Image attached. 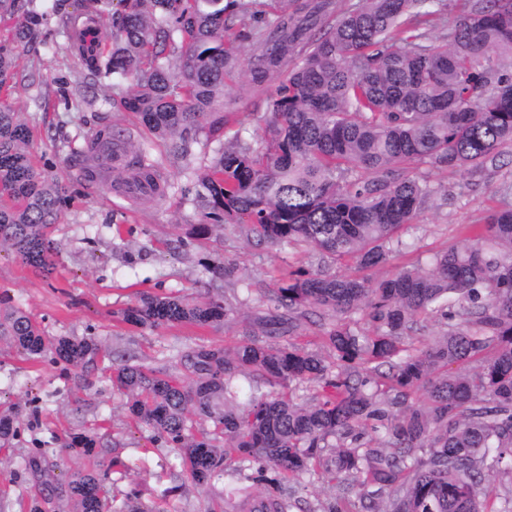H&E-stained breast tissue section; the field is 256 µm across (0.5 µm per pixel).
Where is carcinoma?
Wrapping results in <instances>:
<instances>
[{"instance_id":"1","label":"carcinoma","mask_w":512,"mask_h":512,"mask_svg":"<svg viewBox=\"0 0 512 512\" xmlns=\"http://www.w3.org/2000/svg\"><path fill=\"white\" fill-rule=\"evenodd\" d=\"M112 0H86L85 21L56 6L68 50L90 79H112L113 97L173 158L191 165L186 134L234 125L224 150L195 172L205 223L190 235L231 224L274 244H305L354 272H297L263 291L261 314L231 346L176 350L179 368L125 362L112 388L127 412L177 448L180 475L213 490L228 469L231 493L206 512H293L295 494L315 484L337 488L322 512H512V482L485 481L512 466V204L468 227L461 245L432 266H402L377 280L405 248L398 232L423 204L448 192L421 168L483 171L512 144V0H462L439 42L430 26L453 0H358L336 12L335 0H285L271 12L257 0H119L107 52L85 43ZM256 23L248 35L238 26ZM45 13L26 9L15 41L27 43ZM250 42L242 63L226 43ZM239 90L274 87L265 138L242 137L246 118L227 112L224 79ZM13 48L0 46V90L17 84ZM120 137L95 133L78 178H97V145ZM30 127L0 106V247L43 276L52 273L50 229L68 200L67 181L31 159ZM128 168L113 182L152 186L163 196L157 164L131 146ZM0 336L34 360L97 369L100 341L48 336L19 306L0 300ZM364 313L372 329L342 322ZM233 308L218 297L142 294L118 312L138 328L219 325ZM330 321L328 355L293 343L302 320ZM440 330L416 347L420 319ZM250 391L240 399L236 381ZM318 382L322 392L311 391ZM425 397L417 396L419 390ZM80 454L103 453L97 433L73 437ZM48 449L23 461L33 478L30 512H154L130 492L109 496V471L54 476Z\"/></svg>"}]
</instances>
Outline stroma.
Returning <instances> with one entry per match:
<instances>
[{"label": "stroma", "instance_id": "35a3bbf8", "mask_svg": "<svg viewBox=\"0 0 512 512\" xmlns=\"http://www.w3.org/2000/svg\"><path fill=\"white\" fill-rule=\"evenodd\" d=\"M66 45L58 18L51 14L32 43L15 48L29 79L16 85L7 102L31 127L30 151L37 163L50 175L62 174L68 156L60 148L62 137L80 147L100 126L116 125L147 150L169 188L165 197L143 203L110 189L106 178L95 184L72 181L71 199L52 230L53 274L42 277L11 252L0 251V299L24 309L46 335L91 336L101 341L108 359L170 369L173 346L230 345L244 324L236 318L203 328H135L120 322L116 313L139 292L217 295L234 305L241 282L247 281L259 287L250 298L255 306L261 289L274 287L283 271L329 267L310 247L260 243L237 229L190 237L189 226L203 221L194 202L193 177L170 155L166 142L110 104L107 82L85 79ZM428 177L448 189V203L432 199L421 208L415 228L400 232L408 252L378 270V277L416 260L429 264L435 254L461 241L464 226L483 223L490 210L512 202V148L503 147L497 167L483 174L434 169ZM216 265L235 273L214 275ZM329 268L344 274L353 266L339 262ZM105 376L102 369L85 376L62 364L34 362L0 341V415L18 421L17 436L0 447V502L7 512H29L31 483L21 463L37 442L48 444L55 475L89 467L88 459L64 449L72 434L83 430L99 434L105 458L116 455L126 464L123 473L114 475L111 494L138 491L156 512H204L211 491L188 485L179 495L162 497V490L177 482L176 453L129 416L125 395L113 390Z\"/></svg>", "mask_w": 512, "mask_h": 512}]
</instances>
